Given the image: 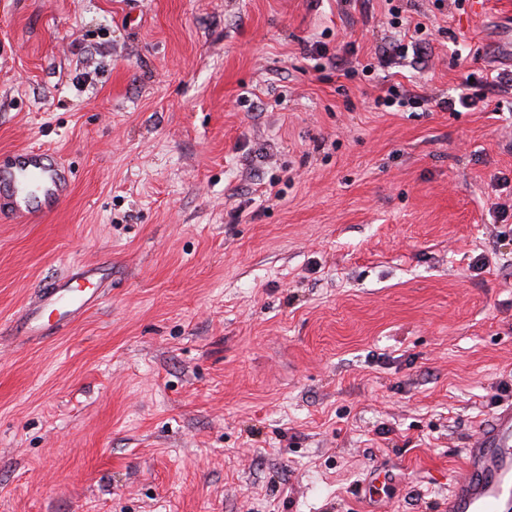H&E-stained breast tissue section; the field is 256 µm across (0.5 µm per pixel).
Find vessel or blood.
<instances>
[{
  "label": "vessel or blood",
  "instance_id": "vessel-or-blood-1",
  "mask_svg": "<svg viewBox=\"0 0 512 512\" xmlns=\"http://www.w3.org/2000/svg\"><path fill=\"white\" fill-rule=\"evenodd\" d=\"M72 177L48 150L24 148L0 162V217L27 222L70 193ZM86 269L47 281L22 313L27 335L43 337L97 305L102 289ZM448 512H512V405L498 407L467 449L463 472L448 495Z\"/></svg>",
  "mask_w": 512,
  "mask_h": 512
}]
</instances>
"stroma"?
Masks as SVG:
<instances>
[{
	"mask_svg": "<svg viewBox=\"0 0 512 512\" xmlns=\"http://www.w3.org/2000/svg\"><path fill=\"white\" fill-rule=\"evenodd\" d=\"M411 2L425 61L349 79L303 45L370 60L384 0H0V159L73 179L0 221V512H448L512 403V91L374 100L512 70V0ZM82 266L105 300L25 337ZM470 78H473V82H470ZM472 89H474L473 93L467 92ZM509 89L512 90V70L492 71L481 75L479 79L476 78L475 73H469L461 82V87L455 97H442L438 100L435 98L429 99L413 93L401 83H396L389 85L384 90L383 95H378L374 100V105L377 109L384 111L393 110L397 107L418 109L421 108L420 106L424 102L434 100L441 111L461 112L459 108L470 109L478 102H482L483 107L487 108L492 104V100L488 97L489 93L495 91L507 92ZM409 109L408 111H410Z\"/></svg>",
	"mask_w": 512,
	"mask_h": 512,
	"instance_id": "35a3bbf8",
	"label": "stroma"
}]
</instances>
